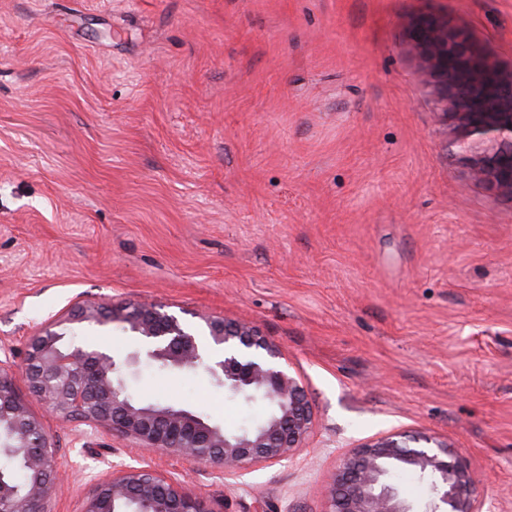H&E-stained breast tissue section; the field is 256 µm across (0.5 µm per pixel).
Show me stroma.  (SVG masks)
<instances>
[{
    "instance_id": "obj_1",
    "label": "stroma",
    "mask_w": 512,
    "mask_h": 512,
    "mask_svg": "<svg viewBox=\"0 0 512 512\" xmlns=\"http://www.w3.org/2000/svg\"><path fill=\"white\" fill-rule=\"evenodd\" d=\"M419 15L512 68V0H0V362L54 450L50 512L118 465L210 512H325L338 459L397 429L464 449L483 512H512V197L437 112ZM79 302L255 325L308 393L304 447L234 478L51 415L26 341ZM72 342L225 431L263 413L120 325Z\"/></svg>"
}]
</instances>
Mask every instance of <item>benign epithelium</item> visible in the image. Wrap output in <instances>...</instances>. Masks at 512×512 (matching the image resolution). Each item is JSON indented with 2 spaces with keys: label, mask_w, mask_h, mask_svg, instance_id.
<instances>
[{
  "label": "benign epithelium",
  "mask_w": 512,
  "mask_h": 512,
  "mask_svg": "<svg viewBox=\"0 0 512 512\" xmlns=\"http://www.w3.org/2000/svg\"><path fill=\"white\" fill-rule=\"evenodd\" d=\"M421 76L436 95L439 112L456 142L474 153L472 172L495 192L512 196V70L488 62L465 32L446 19L408 21ZM208 341L223 358L206 363L207 349L178 319L154 303L105 308L78 303L45 323L27 340L29 391L63 419L107 427L146 449L212 464L230 476L245 466L290 459L313 428V412L300 380L279 363V347L256 327L217 316H200ZM120 324L149 358L171 370L205 367L224 389L267 405L264 418L236 433L212 425L171 403L143 404L126 390L121 367L108 352L62 348L78 329ZM42 424L19 396L10 369L0 363V512H49L55 462ZM399 470L429 481L421 512H481L473 498L479 480L461 449L426 433L395 430L343 456L329 486L328 512H415L392 482ZM84 512H209L182 484L150 470L124 468L100 484Z\"/></svg>",
  "instance_id": "7a95c632"
}]
</instances>
